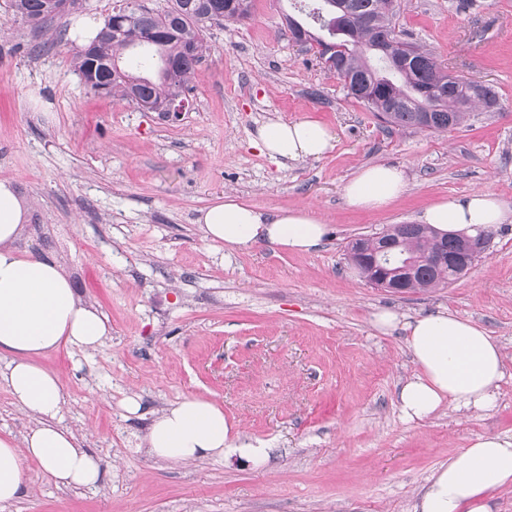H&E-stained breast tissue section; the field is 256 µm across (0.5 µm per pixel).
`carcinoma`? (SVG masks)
<instances>
[{
  "mask_svg": "<svg viewBox=\"0 0 512 512\" xmlns=\"http://www.w3.org/2000/svg\"><path fill=\"white\" fill-rule=\"evenodd\" d=\"M66 0H12L14 14L33 29H41L65 12ZM397 0H289L298 16L285 15L290 33L322 47L320 55L335 58L340 78L351 79L348 94L385 123L401 129L441 132L465 124L478 105L499 106L490 85L471 91L454 80L424 46L411 42L402 49L393 24ZM327 19H319L322 7ZM253 0H168L160 9L126 0L118 9L124 21L87 34H75L74 72L91 91L130 100L150 112L183 98L197 66L209 51L208 26L235 23L252 14ZM370 89L369 96L359 90ZM384 238L399 242L409 258L425 259L443 248L471 251L475 240L443 237L426 224H393ZM458 279L436 273L427 265L415 272L409 291L428 292Z\"/></svg>",
  "mask_w": 512,
  "mask_h": 512,
  "instance_id": "carcinoma-1",
  "label": "carcinoma"
}]
</instances>
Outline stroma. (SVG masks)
I'll return each instance as SVG.
<instances>
[{"label":"stroma","instance_id":"stroma-1","mask_svg":"<svg viewBox=\"0 0 512 512\" xmlns=\"http://www.w3.org/2000/svg\"><path fill=\"white\" fill-rule=\"evenodd\" d=\"M0 0V180L27 199L15 247L56 258L108 317L95 350L41 357L60 378V423L100 459L93 488L56 486L37 462L0 512H413L431 474L477 434L512 435V223L465 276L428 293L367 284L346 260L355 238L414 224L424 207L482 189L512 210V0H400L398 30L454 75L495 87L447 132L384 127L336 73L292 43L286 0H254L250 18L211 27L189 107L172 120L94 94L68 47L88 0L36 31ZM316 119L336 136L319 160L279 165L255 144L270 121ZM376 163L404 170L387 209L349 206L342 188ZM258 209L308 208L323 248L231 252L195 219L215 197ZM441 309L482 325L502 347L505 378L485 412L446 410L404 422L397 391L413 371L406 333L371 316ZM195 395L224 407L243 434L270 444L236 456L169 464L137 451L154 412ZM141 409L128 414L127 398Z\"/></svg>","mask_w":512,"mask_h":512}]
</instances>
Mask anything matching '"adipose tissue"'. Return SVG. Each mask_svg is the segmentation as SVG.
Wrapping results in <instances>:
<instances>
[{
	"instance_id": "obj_1",
	"label": "adipose tissue",
	"mask_w": 512,
	"mask_h": 512,
	"mask_svg": "<svg viewBox=\"0 0 512 512\" xmlns=\"http://www.w3.org/2000/svg\"><path fill=\"white\" fill-rule=\"evenodd\" d=\"M257 141L282 163L318 160L335 146L333 132L314 119L267 124ZM407 187L402 169L378 163L360 168L345 183L343 197L354 208L378 211L400 199ZM28 213L26 198L0 180V355L7 358L0 379L33 419L22 438L0 436V507L20 497L30 461L62 486H93L101 478L98 459L60 425L65 392L39 358L64 343L98 349L111 326L99 308L80 298L56 259L16 250ZM511 217L494 194L479 190L430 204L421 221L445 233L475 236ZM197 222L208 240L231 251L266 244L314 254L328 233L311 210L265 212L230 195L200 209ZM372 323L382 333L399 325L407 332L414 370L397 392L405 422L427 420L446 408L486 411L495 406L504 362L499 344L484 328L445 311L406 321L397 312L382 310L373 314ZM145 448L150 456L175 464L228 455L261 464L269 457L263 442L243 437L221 406L198 396L183 397L156 413ZM510 485L512 436L478 435L436 469L413 512H492V495Z\"/></svg>"
}]
</instances>
